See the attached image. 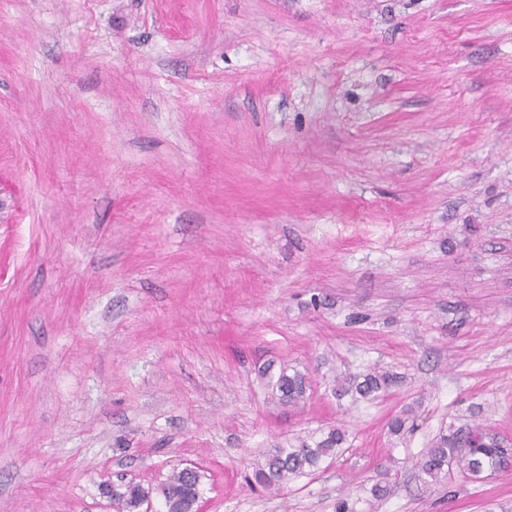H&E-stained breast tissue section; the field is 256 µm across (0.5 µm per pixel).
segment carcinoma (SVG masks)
<instances>
[{"label": "carcinoma", "mask_w": 512, "mask_h": 512, "mask_svg": "<svg viewBox=\"0 0 512 512\" xmlns=\"http://www.w3.org/2000/svg\"><path fill=\"white\" fill-rule=\"evenodd\" d=\"M267 380L277 403L295 407L306 398L307 374L286 366L277 375L270 368L260 371ZM400 382V376L380 366H372L352 379H336V394L349 395L355 401L370 400L389 392ZM346 442V431L336 425L297 437L293 442L276 445L263 454L249 482L266 490L280 489L290 480L298 479L317 468L320 462L336 454ZM415 466L427 482H436L455 467L461 474L480 480L486 472H505L512 466V443L479 422L453 423L439 430L429 448L416 460ZM166 512H188L201 497L200 475L189 476L188 469L173 473L161 487ZM128 512H136L149 493L138 486H127L119 494Z\"/></svg>", "instance_id": "carcinoma-1"}]
</instances>
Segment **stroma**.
I'll return each instance as SVG.
<instances>
[{
  "label": "stroma",
  "mask_w": 512,
  "mask_h": 512,
  "mask_svg": "<svg viewBox=\"0 0 512 512\" xmlns=\"http://www.w3.org/2000/svg\"><path fill=\"white\" fill-rule=\"evenodd\" d=\"M477 410L512 441V0H0V512H163L186 467L202 512H512L414 467ZM396 373L380 366H372L349 381L336 379V394L351 395L353 401L370 400L389 392L401 382ZM263 379H268L267 385L271 388L272 395L277 403L283 406L295 407L306 398L309 381L306 373L298 369L281 367L278 374H270V367L260 371ZM346 437L342 427L331 425L286 445H275L262 455L264 462L257 465L249 482L265 490H279L288 481L308 475L324 458L336 454Z\"/></svg>",
  "instance_id": "stroma-1"
}]
</instances>
